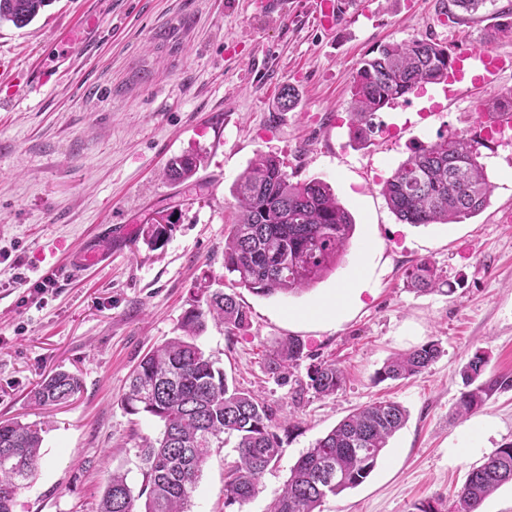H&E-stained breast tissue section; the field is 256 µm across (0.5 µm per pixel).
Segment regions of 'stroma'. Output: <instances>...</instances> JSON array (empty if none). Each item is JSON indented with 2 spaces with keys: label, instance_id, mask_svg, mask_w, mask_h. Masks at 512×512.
<instances>
[{
  "label": "stroma",
  "instance_id": "1",
  "mask_svg": "<svg viewBox=\"0 0 512 512\" xmlns=\"http://www.w3.org/2000/svg\"><path fill=\"white\" fill-rule=\"evenodd\" d=\"M255 0H53L29 25H0V421L43 423L42 459L16 498L15 512H97L113 470L140 488L138 447L157 422L120 403L145 353L178 336L201 278L235 291L248 328L208 327L199 344L228 379L260 395L283 418L281 456L258 494L224 504L232 445L215 451L192 492L190 512H267L291 467L355 409L400 402L406 425L389 441L369 478L328 498L324 512H417L431 503L452 512L453 493L472 467L512 442V387L463 417L451 409L474 356L485 378H512V130L487 134L480 103L512 90V0H487L472 19L449 16L448 0H360L357 15L326 30L312 0H288L260 16ZM413 39L479 49L505 59L486 81L429 84L378 112L377 129L356 142L349 129L356 71L378 46ZM56 84L31 93L35 66ZM297 105L276 109L283 87ZM473 137L493 185L486 208L459 224L397 220L383 182L411 148L438 135ZM205 163L188 182L168 181V161L190 148ZM280 159L295 179L327 181L352 214L355 232L336 271L313 288L264 297L236 288L224 268V239L235 209L231 188L258 155ZM161 211L178 223L153 250L142 230ZM109 224L132 232L107 266L69 274L66 253ZM431 261L445 292L410 289L407 273ZM50 272L56 291L20 304L23 284ZM358 288L336 321L303 313L337 289ZM301 339L307 359L287 383L265 368L276 342ZM429 341L441 357L423 374L377 381L393 354ZM335 361L344 381L335 395L303 388L311 362ZM77 374L69 402L37 407L34 389L49 374ZM466 442L467 453L449 448Z\"/></svg>",
  "mask_w": 512,
  "mask_h": 512
}]
</instances>
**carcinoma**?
I'll return each instance as SVG.
<instances>
[{
	"label": "carcinoma",
	"instance_id": "obj_1",
	"mask_svg": "<svg viewBox=\"0 0 512 512\" xmlns=\"http://www.w3.org/2000/svg\"><path fill=\"white\" fill-rule=\"evenodd\" d=\"M52 0H0V24L22 28ZM455 59L448 46L415 39L383 46L362 63L354 80L351 133L364 140L376 128L377 112L425 84L448 78ZM481 143L458 135L421 144L383 183L382 195L398 220L415 225L459 224L483 210L491 182L479 161ZM202 156L192 151L174 157L167 176L175 183L193 178ZM232 194L237 220L224 240V269L234 283L272 297L299 294L319 283L347 252L355 224L331 186L312 178L292 181L283 163L261 154L235 181ZM173 225L149 224L142 231L150 246L164 245ZM408 278L413 289L441 292L448 285L435 265L421 260ZM232 334L249 324V315L232 294L210 288L202 279L181 322L183 335L148 352L133 371L121 405L130 414L145 413L159 424L158 436L138 448L142 483L134 492L126 474L115 471L98 512H187L203 466L224 442L235 438L238 460L224 477V506L242 505L259 490L261 478L281 454L275 431L276 411L258 395L228 382L224 369L198 344L208 323ZM306 345L289 336L266 360L267 372L286 381L285 369L308 357ZM430 341L388 358L377 372L380 381L423 373L440 357ZM485 359L476 354L462 371L464 390L454 414L468 415L483 406L507 381L478 382ZM306 386L320 396L341 388L342 370L333 361L309 366ZM81 388L80 378L58 370L32 392L38 405L68 401ZM405 407L393 400L365 405L316 440L290 469L282 493L269 512H323L330 496L362 484L374 471L389 440L406 421ZM40 426L0 422V512H14L18 491L37 469L43 442ZM512 483V443L485 456L457 491L454 512H479L502 485ZM144 500L142 508L136 507Z\"/></svg>",
	"mask_w": 512,
	"mask_h": 512
}]
</instances>
